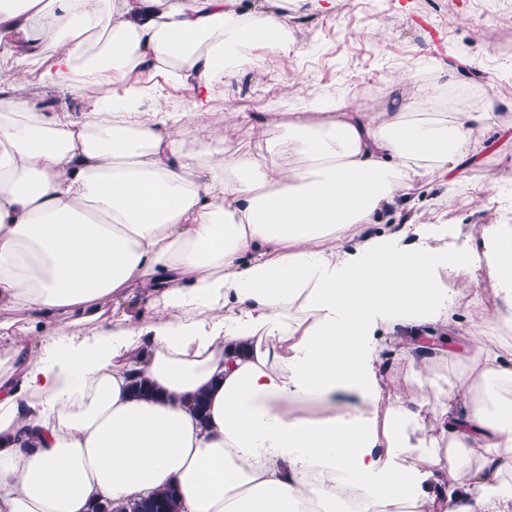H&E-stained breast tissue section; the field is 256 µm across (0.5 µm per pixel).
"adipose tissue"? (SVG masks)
I'll return each instance as SVG.
<instances>
[{
    "label": "adipose tissue",
    "mask_w": 512,
    "mask_h": 512,
    "mask_svg": "<svg viewBox=\"0 0 512 512\" xmlns=\"http://www.w3.org/2000/svg\"><path fill=\"white\" fill-rule=\"evenodd\" d=\"M261 0H0V57H49L79 117L0 97V512H512V224L460 245L402 219L468 173L512 120L315 98L257 149L183 136L250 48L294 53ZM137 71L189 86L148 106ZM501 302L452 319L457 272ZM140 287L143 320L114 305ZM405 364L419 393H383ZM205 397L206 410L195 403ZM147 75V78L144 77L141 85H163L165 89L163 91V97L159 99L158 107L167 112H182L184 110L189 109L192 106L193 101V92L188 87H178L174 85L167 86L169 83L163 73H158L155 75ZM121 512H177L176 495L171 489H164L154 496L128 505Z\"/></svg>",
    "instance_id": "ef3b65f1"
}]
</instances>
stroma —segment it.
<instances>
[{"instance_id":"35a3bbf8","label":"stroma","mask_w":512,"mask_h":512,"mask_svg":"<svg viewBox=\"0 0 512 512\" xmlns=\"http://www.w3.org/2000/svg\"><path fill=\"white\" fill-rule=\"evenodd\" d=\"M288 6L295 14V54L276 60L265 48H253L239 79L215 91L211 112L186 135V151L216 139L229 149L247 145L251 129L234 123V113L284 120L298 95L337 94L347 97L350 111L379 112L389 106L394 74L412 72L430 81L449 65L454 72L447 93L425 104V111H449L448 92L473 86L480 102L512 116V0H497L481 27L474 0H336L330 11L320 0H288ZM51 66L45 59L25 67V96L79 111L71 96L46 86ZM503 216L499 202L484 194L458 196L446 214L464 240L478 238L483 225Z\"/></svg>"}]
</instances>
